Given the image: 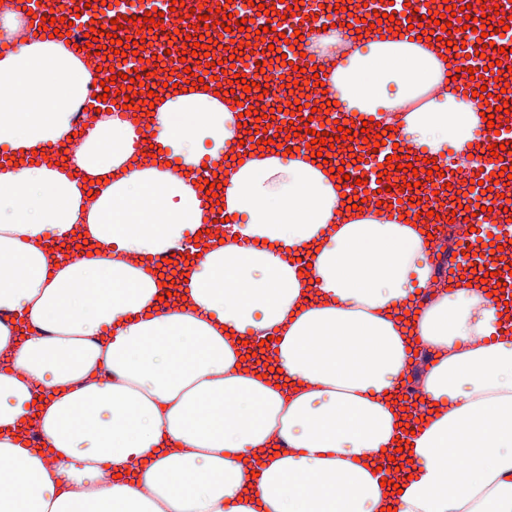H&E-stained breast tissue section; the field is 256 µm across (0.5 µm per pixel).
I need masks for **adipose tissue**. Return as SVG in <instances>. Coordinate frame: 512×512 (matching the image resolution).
Returning a JSON list of instances; mask_svg holds the SVG:
<instances>
[{"mask_svg":"<svg viewBox=\"0 0 512 512\" xmlns=\"http://www.w3.org/2000/svg\"><path fill=\"white\" fill-rule=\"evenodd\" d=\"M305 50L335 61L341 111L429 157H465L484 129L476 99L437 93L457 64L438 47L330 32ZM94 81L59 39L0 57V512H512V335L476 284L401 321L432 278L421 225L347 209L304 154L229 159L239 108L200 85L155 101L156 166L134 156L138 126L103 112L66 165L31 163L71 139ZM207 159L224 164L234 235L198 258L192 307L167 309L152 259L209 217L190 181ZM77 232L94 254L50 256ZM274 334L279 375L239 368L238 336ZM414 336L436 351L429 410L408 477L386 486L371 465L403 433L392 393ZM34 410L51 456L14 435ZM275 436L290 451L272 458Z\"/></svg>","mask_w":512,"mask_h":512,"instance_id":"1","label":"adipose tissue"}]
</instances>
